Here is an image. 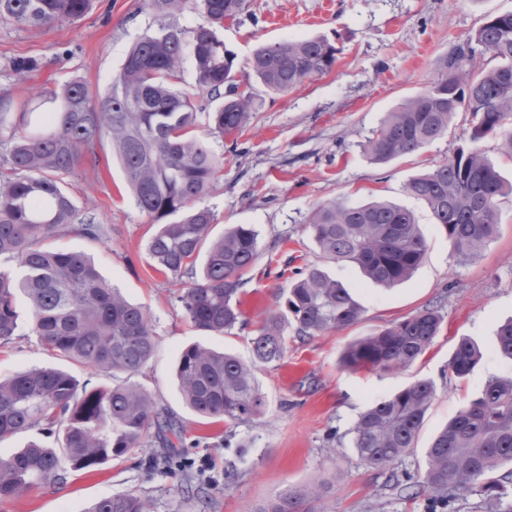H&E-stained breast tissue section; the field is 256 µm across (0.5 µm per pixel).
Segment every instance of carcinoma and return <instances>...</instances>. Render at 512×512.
Masks as SVG:
<instances>
[{
  "label": "carcinoma",
  "instance_id": "cac0c4a2",
  "mask_svg": "<svg viewBox=\"0 0 512 512\" xmlns=\"http://www.w3.org/2000/svg\"><path fill=\"white\" fill-rule=\"evenodd\" d=\"M185 0H144L158 22L127 51L105 93L81 78L66 82L53 112L33 98L16 108L0 94V260L22 275L0 270V345L19 331L18 296L30 305V332L48 354L94 367L127 381L88 389L68 372L33 368L0 380V439L38 431L62 434L58 445L31 443L0 457V503L71 470L92 469L146 447L149 472L162 466L191 482V462L180 420L159 408L149 393L129 381L153 356L157 341L149 313L129 302L84 254L48 248L53 236L97 239L103 232L92 209L80 208L68 178L109 143L136 208L158 225L147 243L154 268L190 286L177 296L193 327L221 336L242 323V276L259 256V231L234 224L215 237V214L205 205L222 161L210 138L242 132L256 111L255 95L239 90L234 55L219 29L243 13L246 0H199L204 21L191 30L169 19ZM94 0H0V23L19 29L76 22ZM195 72L192 89L181 87L185 53ZM338 48L324 38L282 40L258 46L251 69L268 91L286 94L330 72ZM486 54L495 64L475 70L461 65ZM35 58L9 62L15 80L38 71ZM446 72L419 95L389 112L364 144L383 164L412 154L447 133L453 116L471 114L467 146L432 170L413 177L406 191L423 201L448 238L454 261H475L498 228V201L511 194L478 144L499 136L512 155V12L490 15L445 65ZM307 229L316 261L288 285L285 311L269 314L250 338L246 363L202 344L185 348L176 378L184 403L209 420L248 424L266 400L255 369L286 355L288 328L306 340L343 330L360 320L357 297L332 278L327 263L357 266L371 282L395 287L422 264L427 242L414 213L391 201L351 205L341 199L316 208ZM442 316L434 306L344 348L350 371L398 372L426 353ZM499 352L512 359V319L497 330ZM483 356L468 338L456 345L448 367L465 378ZM437 393L417 379L373 401L352 429V448L366 465L389 472L406 497H423L431 512L445 510L466 494L501 503L512 498V375L491 376L481 393L453 417L426 450L422 473L395 472L411 454ZM332 485L292 487L254 512H324L318 504ZM89 512H152L150 500L125 493L104 497Z\"/></svg>",
  "mask_w": 512,
  "mask_h": 512
}]
</instances>
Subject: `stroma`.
<instances>
[{
    "instance_id": "stroma-1",
    "label": "stroma",
    "mask_w": 512,
    "mask_h": 512,
    "mask_svg": "<svg viewBox=\"0 0 512 512\" xmlns=\"http://www.w3.org/2000/svg\"><path fill=\"white\" fill-rule=\"evenodd\" d=\"M142 0H98L74 23L20 30L0 24V64L34 57L40 69L24 84L0 67V92L15 98L50 95L78 77L106 90L128 48L155 22ZM512 12V0H246L239 19L225 21L221 36L235 56L240 88L255 93L257 110L238 135L215 137L223 169L207 203L218 227L252 224L260 254L243 277V323L221 336L195 330L174 294L179 282L155 272L145 245L156 226L130 198L111 148L98 165H82L68 180L77 204L93 202L107 239L65 235L53 245L83 252L110 284L150 313L157 348L134 377L156 404L186 427L193 481L168 471H146L138 451L112 459L92 473L69 472L61 483L20 495L0 512H87L97 500L137 490L154 512H254L280 492L329 480L328 512H429L427 500L406 499L365 465L351 446L352 428L371 402L416 379L434 380L436 398L414 453L401 470L425 468V450L448 420L493 375L512 374V359L496 349L498 326L512 317V196L500 199L501 224L492 243L469 264H456L447 238L427 206L407 194L409 179L464 146L469 115L457 112L447 134L418 152L386 164L364 151L387 112L439 78L450 56L487 16ZM322 36L337 49L334 69L306 80L285 95L264 91L248 66L260 45ZM341 198L351 204L385 199L414 211L427 240L425 259L413 277L390 289L366 282L355 267L328 265V272L352 288L363 306L360 321L306 342L289 341L283 363L258 369L267 399L258 420L239 425L212 423L183 402L175 377L180 352L201 343L252 358L250 338L269 313L282 309L288 282L315 259L306 229L313 210ZM437 306L443 323L430 348L400 373L340 368L345 345ZM20 334L0 348V377L38 366H56L80 383L101 386L109 376L50 356L30 332L29 310L18 301ZM484 356L465 379L448 363L461 338Z\"/></svg>"
}]
</instances>
